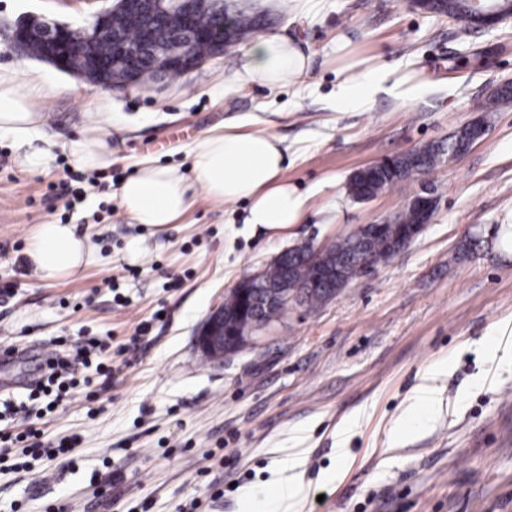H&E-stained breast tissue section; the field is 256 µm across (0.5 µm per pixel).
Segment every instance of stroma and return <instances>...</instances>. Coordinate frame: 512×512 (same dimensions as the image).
<instances>
[{
  "instance_id": "1",
  "label": "stroma",
  "mask_w": 512,
  "mask_h": 512,
  "mask_svg": "<svg viewBox=\"0 0 512 512\" xmlns=\"http://www.w3.org/2000/svg\"><path fill=\"white\" fill-rule=\"evenodd\" d=\"M228 6L311 53L307 82L225 89L247 40L177 79L91 85L11 52L8 36L31 15L85 25L102 0H0V65L40 71L58 141L49 170L29 172L0 136V280L15 284L0 298V347L17 350L0 360V396L27 401L42 352L72 354L91 338L119 369L107 389L91 385L46 413L48 440L76 439L71 458L23 455L0 471V512H267L292 451L303 471L295 512H512V104L483 110L512 76V19L463 40L455 21L410 0ZM373 69L386 78L369 103L337 106L339 85ZM99 101L117 127L94 112ZM478 117L487 131L463 157L409 190L349 196L358 169ZM230 124L282 140L288 180L307 198L300 223L254 227L246 203L203 196L161 230L125 218L115 191L140 162L189 171L198 139ZM92 128L108 134L112 166L90 171L81 201L56 197L48 186L67 180L70 142ZM423 182L436 186L437 208L401 253L322 305L292 303L258 344L202 355L197 331L240 278L295 243L323 247L397 215ZM46 222L89 232L100 261L38 280L25 251ZM473 237L488 248L465 252ZM425 386L436 396L429 415L406 417Z\"/></svg>"
}]
</instances>
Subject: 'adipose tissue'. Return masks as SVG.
Listing matches in <instances>:
<instances>
[{
    "mask_svg": "<svg viewBox=\"0 0 512 512\" xmlns=\"http://www.w3.org/2000/svg\"><path fill=\"white\" fill-rule=\"evenodd\" d=\"M309 57L288 38L270 36L257 41L225 75L233 90L251 83L269 87L301 82ZM17 69L0 66V134L17 142L18 165L25 170L48 168L56 140L45 128L40 101L46 89L37 71L19 82ZM75 164L86 170L111 165L112 150L105 137L91 132L70 144ZM191 174L174 166L141 163L134 176L119 187V203L134 223L161 229L177 223L197 194L217 202L247 201V223L279 229L299 223L306 198L288 184L281 142L265 132H240L228 127L201 137L192 150ZM26 258L34 274L50 281L74 274L93 262L96 251L75 225H39Z\"/></svg>",
    "mask_w": 512,
    "mask_h": 512,
    "instance_id": "adipose-tissue-1",
    "label": "adipose tissue"
}]
</instances>
